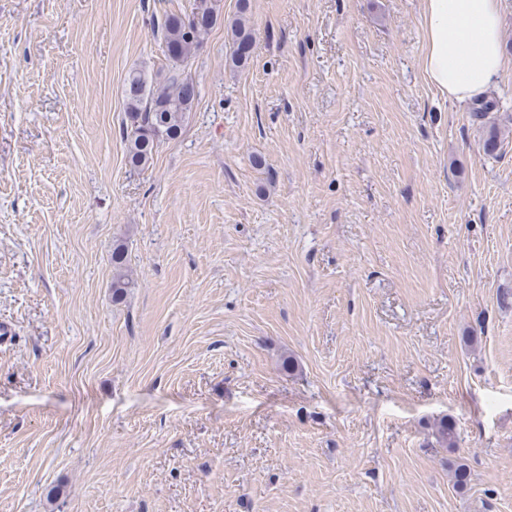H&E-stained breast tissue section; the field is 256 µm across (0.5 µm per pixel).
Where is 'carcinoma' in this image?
Instances as JSON below:
<instances>
[{"label": "carcinoma", "mask_w": 512, "mask_h": 512, "mask_svg": "<svg viewBox=\"0 0 512 512\" xmlns=\"http://www.w3.org/2000/svg\"><path fill=\"white\" fill-rule=\"evenodd\" d=\"M249 0H238V14L228 23L231 48L229 64L243 68L251 58L255 33L246 14ZM214 0H194L187 14L167 13L158 23V32L168 62L167 74L150 81L138 70L126 79L125 105L127 123L123 131L128 162L145 168L153 160L159 143L177 139L186 114L193 108L196 85L188 73L191 58L203 44L204 37L217 23ZM501 131L492 124L486 130L485 152L493 154L501 147ZM437 442L450 448L456 444V425L443 417L435 427Z\"/></svg>", "instance_id": "cac0c4a2"}]
</instances>
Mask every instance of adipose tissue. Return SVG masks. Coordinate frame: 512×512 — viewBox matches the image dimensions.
<instances>
[{"label": "adipose tissue", "instance_id": "obj_1", "mask_svg": "<svg viewBox=\"0 0 512 512\" xmlns=\"http://www.w3.org/2000/svg\"><path fill=\"white\" fill-rule=\"evenodd\" d=\"M421 67L447 100L483 98L512 64L501 47V0H424Z\"/></svg>", "mask_w": 512, "mask_h": 512}]
</instances>
